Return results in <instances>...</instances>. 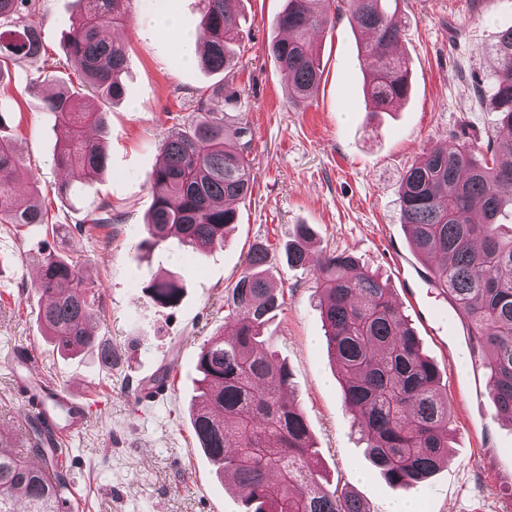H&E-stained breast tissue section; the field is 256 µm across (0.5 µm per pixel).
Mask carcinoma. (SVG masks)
Masks as SVG:
<instances>
[{"mask_svg":"<svg viewBox=\"0 0 512 512\" xmlns=\"http://www.w3.org/2000/svg\"><path fill=\"white\" fill-rule=\"evenodd\" d=\"M38 0H0L1 65L44 51L35 21ZM84 8L66 35V61L79 73L75 88L64 87L43 99L60 137L54 163L78 164L101 173L107 154L83 128H101L103 113L81 104L83 91L109 101L120 99L119 79L125 46L106 36L120 23L129 0H81ZM238 0H205L197 39L201 65L213 72L233 63L232 46L242 32ZM325 0H287L278 20L288 37L268 50L296 102L306 100L322 71L311 36L327 28ZM352 21L372 33L361 56L364 88L377 111L404 99L406 63L389 48L401 39L389 0H353ZM497 67L485 101L512 131V27L495 48ZM239 91L214 84L196 98L182 128L162 144L163 162L151 179L156 194L139 247L170 240L194 251L224 243L236 222L224 200L251 192V136L237 107ZM28 173L11 140L0 135V223L19 229L49 224L48 211L20 193ZM512 206V136L487 139L485 150L450 144L425 153L403 177L399 195L402 223L416 253L429 264L436 283L467 323L474 354L489 370L488 386L501 413L512 420V237L504 239L498 217ZM112 223V205L101 202L76 225L79 233ZM312 232L296 225L285 245L293 266L308 264ZM82 258L43 254L38 290L49 298L38 310L43 334L66 351L87 349L105 365L112 349L95 335L94 310ZM321 313L327 341L343 380V400L371 463L386 482L403 491L424 483L448 460L451 415L436 366L421 352L419 340L376 272L345 252L316 258ZM184 281L154 278L151 301L175 306ZM284 304V294L269 276L268 250L253 245L245 266L224 296V333L199 351V401L192 426L199 448L219 476L230 474L243 512H366L354 493L325 478L317 462L308 425L300 409L283 401L278 389L290 373L271 349L264 328ZM27 456L0 452V512H75L76 497L63 449L53 444Z\"/></svg>","mask_w":512,"mask_h":512,"instance_id":"obj_1","label":"carcinoma"}]
</instances>
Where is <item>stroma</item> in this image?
<instances>
[{"label":"stroma","instance_id":"35a3bbf8","mask_svg":"<svg viewBox=\"0 0 512 512\" xmlns=\"http://www.w3.org/2000/svg\"><path fill=\"white\" fill-rule=\"evenodd\" d=\"M286 0H239L242 39L226 71H205L195 39L202 0H131L111 37L127 48L124 97L87 103L106 114L101 134L107 168L91 178L52 163L55 118L41 92L52 61H64L63 36L78 0H39L43 54L11 65L0 86V110L42 203L64 230L0 224V430L21 425L24 403L16 392L10 355L34 348L38 374L74 389L89 415L62 448L79 512H240L231 479L198 449L189 407L197 393L195 364L201 345L224 331V297L243 269L249 249L268 246L269 274L284 291L268 335L291 374L284 399L299 406L319 451L325 477L353 491L368 512H392L415 500L420 512H512V424L488 390V370L472 357L467 327L414 253L399 208L401 181L427 151L450 143L484 148L503 137L497 113L477 96L496 66L494 46L512 26V0H399V46L410 68V90L390 112L366 109L359 67L360 33L351 23V0H340L333 26L314 37L323 70L306 102L288 98L283 76L268 52L280 38ZM182 31L160 34L165 17ZM228 83L251 130L253 184L236 200V222L223 247L186 255L176 245L139 249L153 202L150 182L162 160L160 144L192 112L209 86ZM72 193L59 197L58 182ZM106 201L118 223L91 235L72 227ZM299 224L310 225L312 254L345 251L387 278L423 353L441 373L452 415L448 462L417 490L387 484L351 430L342 384L324 337L313 265L290 266L285 244ZM48 240L55 253L79 251L96 310L95 331L118 360L105 367L96 353H62L40 329L44 298L36 287ZM174 275L186 288L173 308L153 304L145 290L151 275ZM175 369L163 395L144 402L137 391L167 363Z\"/></svg>","mask_w":512,"mask_h":512}]
</instances>
